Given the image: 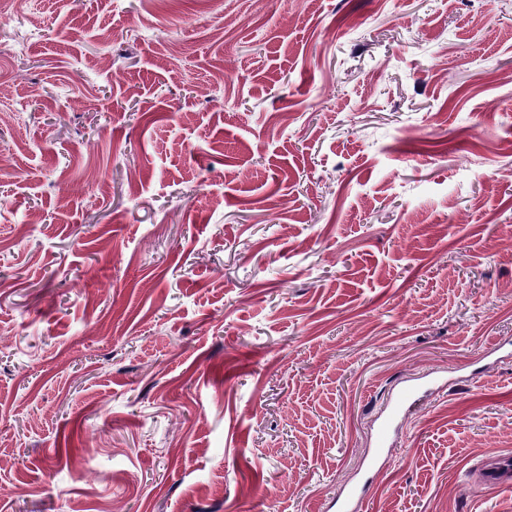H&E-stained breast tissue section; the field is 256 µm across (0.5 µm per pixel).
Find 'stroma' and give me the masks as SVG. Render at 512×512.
I'll use <instances>...</instances> for the list:
<instances>
[{
    "instance_id": "1",
    "label": "stroma",
    "mask_w": 512,
    "mask_h": 512,
    "mask_svg": "<svg viewBox=\"0 0 512 512\" xmlns=\"http://www.w3.org/2000/svg\"><path fill=\"white\" fill-rule=\"evenodd\" d=\"M507 453L512 0H13L0 512H512ZM419 390V384L417 382L402 386L396 395V398L392 404L390 414L387 421L382 425L380 429V441L381 443L385 440L388 432L390 420L400 411L403 405L410 400L416 401L415 396ZM480 482L492 488H511L512 486V456L497 455L491 463L480 470Z\"/></svg>"
}]
</instances>
